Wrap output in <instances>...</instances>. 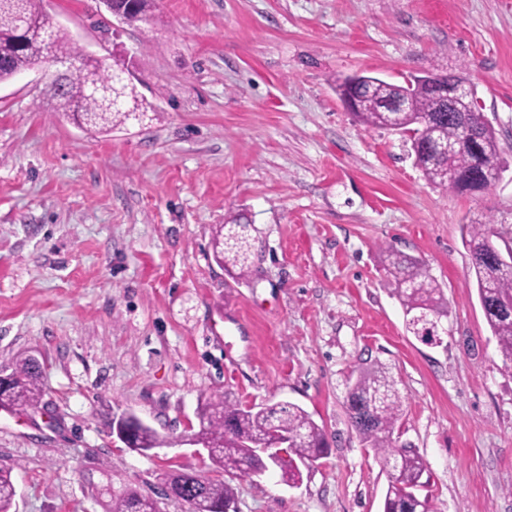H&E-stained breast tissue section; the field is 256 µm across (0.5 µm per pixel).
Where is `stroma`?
Instances as JSON below:
<instances>
[{
  "mask_svg": "<svg viewBox=\"0 0 512 512\" xmlns=\"http://www.w3.org/2000/svg\"><path fill=\"white\" fill-rule=\"evenodd\" d=\"M88 53L127 51L143 121L101 132L53 110L34 67L0 83V366L42 364L37 406L0 408L15 512H105L96 485L156 495L207 398L290 402L329 453L291 486L235 481L237 512H381L388 481L351 428L359 369L388 367L400 439L425 459L433 512H512V371L470 274L474 217L512 212V0H157L112 29L98 0H43ZM469 78L504 170L488 191L427 183L403 137L361 124L338 78ZM247 214L248 276L213 257ZM421 258L448 301L440 345L405 327L382 248ZM130 412L171 439H113Z\"/></svg>",
  "mask_w": 512,
  "mask_h": 512,
  "instance_id": "stroma-1",
  "label": "stroma"
}]
</instances>
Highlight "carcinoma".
<instances>
[{
    "instance_id": "cac0c4a2",
    "label": "carcinoma",
    "mask_w": 512,
    "mask_h": 512,
    "mask_svg": "<svg viewBox=\"0 0 512 512\" xmlns=\"http://www.w3.org/2000/svg\"><path fill=\"white\" fill-rule=\"evenodd\" d=\"M155 0H112V7L124 10L127 23L144 22L153 16ZM42 0H15L0 7V82L8 81L42 59L53 56L72 62L65 82L47 93L57 112L70 114L81 125L109 132L150 109L133 83L125 84L109 111L100 110V87L112 84V74L125 69L124 51L116 47L112 65L101 66L85 55L68 32L44 14ZM35 20L38 28L24 33L16 13ZM399 95V85L387 84L359 92L361 112L358 118L370 127L416 133L420 121L437 113L441 101L425 86H416L410 94L409 112H388L385 103ZM460 112L432 121L421 141L410 142L409 155L415 166L432 185L470 193L479 188L483 171L503 167L494 129H485L475 140L463 137ZM466 246L471 256V273L487 324L495 336L505 367L512 370V230L495 227L494 221L475 219L468 225ZM386 286L403 307L406 327L427 328L439 333L442 319L448 317V301L425 264L390 248L385 249ZM216 260L228 272L241 278L249 272L248 225L243 214L231 216L216 236ZM11 382L0 388L1 406L33 407L42 397L41 372L36 360L27 356L7 367ZM344 405L350 422L365 447L374 451L388 477L383 512H431L429 500L417 491L423 486L426 462L413 446L396 436L404 414L403 396L389 369L379 365L362 369L347 386ZM199 430L193 433L197 443L210 449L208 458L214 478L172 469L162 475V484L175 490L178 498L188 500L202 494L213 504L235 501L232 485L220 474L251 479L272 469L281 471L283 481L292 485L300 480L298 463L322 458L328 448L324 428L300 406L292 403L243 406L229 394L215 395L198 411ZM288 436L293 458L271 461L260 444L271 425ZM135 443L145 452L171 444L155 429L136 421ZM12 468H0V512H11L14 504ZM158 499L126 488L114 493L107 512H159Z\"/></svg>"
}]
</instances>
